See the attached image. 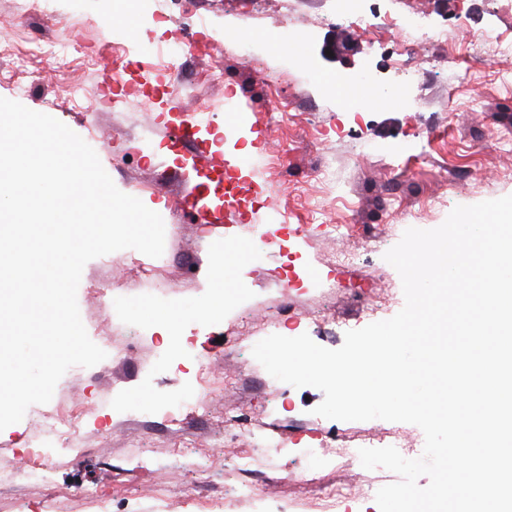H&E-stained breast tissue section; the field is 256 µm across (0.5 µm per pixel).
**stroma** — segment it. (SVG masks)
I'll return each mask as SVG.
<instances>
[{
  "label": "stroma",
  "instance_id": "stroma-1",
  "mask_svg": "<svg viewBox=\"0 0 512 512\" xmlns=\"http://www.w3.org/2000/svg\"><path fill=\"white\" fill-rule=\"evenodd\" d=\"M387 16L401 11L424 28L448 34L444 43L414 52L424 80L411 90L416 109L390 100L400 73L389 57L401 34L378 37L333 22L339 0H58L53 13L29 10V0H0V97L48 114L96 152L123 193L159 213L167 243L150 260L133 250L89 261L77 302L90 339L112 345L97 365L70 368L50 402L30 406L24 418L0 431V471L47 461L46 480L0 488V512H85L84 490L107 496L108 512H224V495L240 455L252 439L231 440L224 420L249 418L254 430L281 426L287 453L270 466L268 512H312L319 496L303 477L320 449L331 485L357 489L392 475L361 463L329 467L356 431L381 436L410 423L336 421L315 415L323 393L268 378L266 388L233 386L252 360L255 331L280 326L336 349L347 331L370 324L367 305L378 301L381 319L404 306L397 270L384 259L408 228L439 227L458 205L512 195V67L467 32L512 28L499 0H369ZM466 13L467 28L456 18ZM59 39L75 50L70 69L55 72L32 60L28 73L12 70L9 54L30 38ZM344 47L322 57L327 39ZM457 44L468 65L448 64ZM182 49L177 70L167 51ZM112 73L103 81V73ZM375 90L359 111L323 86L327 77ZM453 90L451 112L437 98ZM195 123L207 150L223 154L232 206L208 223L196 209L177 206L180 192L205 180L172 141L183 122ZM257 151H247L248 141ZM315 224L319 230L287 246L269 237L259 252L243 225ZM354 224L380 245L363 249L358 266L332 263L349 247L335 232ZM152 262V281L131 278V268ZM110 289L100 300L99 289ZM219 316L200 317L215 294ZM239 338L237 355L224 343ZM135 351H126V343ZM203 393L210 424L199 429L198 409L171 412V403ZM136 412L146 423L130 424ZM72 413L83 453L45 455L35 437L47 417ZM199 488L206 501L193 499Z\"/></svg>",
  "mask_w": 512,
  "mask_h": 512
}]
</instances>
